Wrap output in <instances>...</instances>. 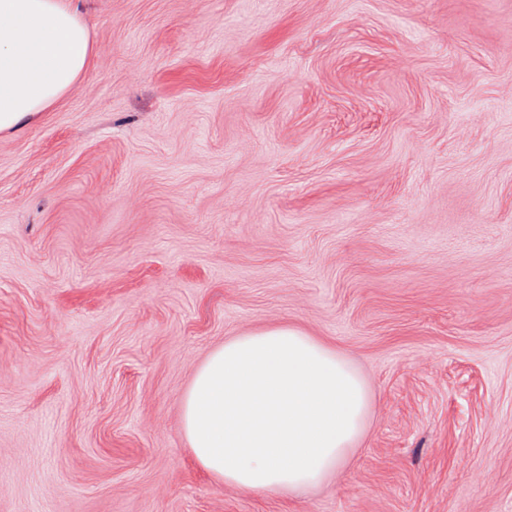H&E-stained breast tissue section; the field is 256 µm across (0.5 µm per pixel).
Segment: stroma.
Listing matches in <instances>:
<instances>
[{
    "label": "stroma",
    "instance_id": "35a3bbf8",
    "mask_svg": "<svg viewBox=\"0 0 512 512\" xmlns=\"http://www.w3.org/2000/svg\"><path fill=\"white\" fill-rule=\"evenodd\" d=\"M78 86L0 134V512H512V0H75ZM288 324L374 394L293 500L181 426Z\"/></svg>",
    "mask_w": 512,
    "mask_h": 512
}]
</instances>
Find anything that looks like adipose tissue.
Here are the masks:
<instances>
[{
    "instance_id": "ef3b65f1",
    "label": "adipose tissue",
    "mask_w": 512,
    "mask_h": 512,
    "mask_svg": "<svg viewBox=\"0 0 512 512\" xmlns=\"http://www.w3.org/2000/svg\"><path fill=\"white\" fill-rule=\"evenodd\" d=\"M91 57L73 0H0V133L76 88ZM373 402L352 360L280 325L214 350L183 397L181 424L197 463L225 485L301 498L348 464Z\"/></svg>"
}]
</instances>
